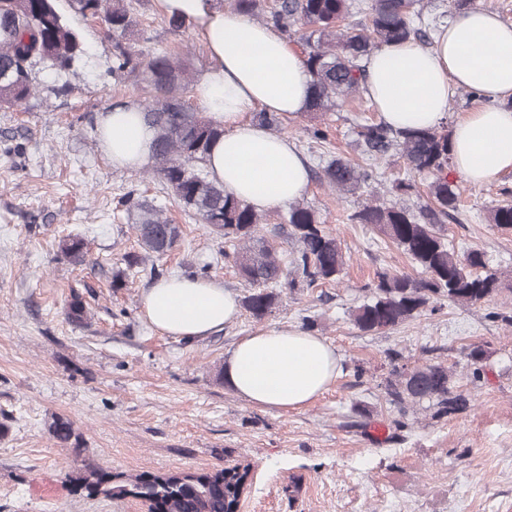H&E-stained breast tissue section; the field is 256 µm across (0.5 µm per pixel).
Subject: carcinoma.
<instances>
[{
	"label": "carcinoma",
	"instance_id": "1",
	"mask_svg": "<svg viewBox=\"0 0 512 512\" xmlns=\"http://www.w3.org/2000/svg\"><path fill=\"white\" fill-rule=\"evenodd\" d=\"M73 9L99 22L112 39V75L133 76L145 84L150 101L140 105L155 132L146 173L170 191L184 211L224 238V262L248 285L241 307L257 320L280 303L278 288L294 291L322 282H337L345 256L336 236L303 202L288 206L273 237L293 245L291 268L283 266L277 246L260 236L267 214L212 180L206 159L224 127L185 104L193 85L185 61L171 53L143 56L132 49L131 37L140 31V15L125 0H70ZM421 0H372L367 22L351 17L363 10L361 0H229L232 9L261 23L271 24L300 51L313 77L308 112H326L336 101L365 91L366 61L385 43H429V23ZM84 43L56 8V0H0V108L21 105L38 92L34 68L42 65L62 73L82 59ZM361 153L381 160L398 152L411 176L391 183L387 202L368 201L349 215L354 224H368L409 255L417 273L381 270L370 287L371 297L352 313L365 333H378L435 313L447 303L477 306L501 292L497 271L487 254L471 249L463 254L448 247L442 224L457 210V186L449 180V132L440 126L408 133L382 122L353 127ZM425 174L428 203L413 210L407 201L417 194L413 175ZM320 181L337 195L354 193L372 179V172L349 159L329 161ZM132 224L140 248L162 257L179 240V227L155 204L128 192L118 200ZM489 222L512 230V203L491 208ZM62 253L74 265L87 261L86 240L68 237ZM88 307L79 295L68 303L67 319L85 322ZM384 390L388 402L403 413L423 403L432 417L442 419L467 408L469 400L458 389L453 373L440 363L398 365L391 359ZM50 432L57 444L69 448L78 439L68 419L53 421ZM250 464L217 466L203 472L114 473L93 461H84L70 475L76 491L90 498L133 497L147 503L148 512H237L249 486Z\"/></svg>",
	"mask_w": 512,
	"mask_h": 512
}]
</instances>
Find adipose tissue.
I'll return each instance as SVG.
<instances>
[{
	"label": "adipose tissue",
	"mask_w": 512,
	"mask_h": 512,
	"mask_svg": "<svg viewBox=\"0 0 512 512\" xmlns=\"http://www.w3.org/2000/svg\"><path fill=\"white\" fill-rule=\"evenodd\" d=\"M159 13L194 24L209 65L194 87L206 116L224 128L212 147L210 176L257 209L282 208L309 188L306 160L287 139L252 120L256 110L296 118L311 97L302 55L275 28L224 8L221 0H155ZM482 104L450 128L455 173L473 185L512 170V24L492 10L459 13L423 50L413 42L385 44L367 63L366 95L381 121L400 130L438 126L459 88ZM113 167L147 164L154 132L140 110L118 106L95 127ZM147 321L161 334L207 336L236 319L239 302L222 281L192 275L161 280L141 297ZM340 369L335 349L300 329L268 328L241 339L224 361V380L260 407L300 409L325 392Z\"/></svg>",
	"instance_id": "ef3b65f1"
}]
</instances>
